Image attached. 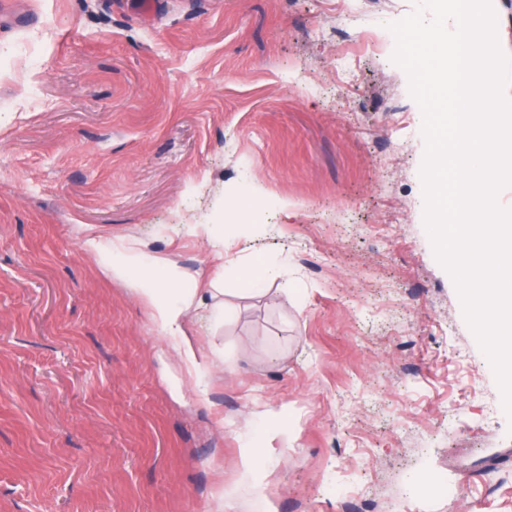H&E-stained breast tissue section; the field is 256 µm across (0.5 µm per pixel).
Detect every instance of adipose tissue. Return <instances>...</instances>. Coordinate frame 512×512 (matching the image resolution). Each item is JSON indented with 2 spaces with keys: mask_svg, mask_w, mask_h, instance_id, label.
I'll list each match as a JSON object with an SVG mask.
<instances>
[{
  "mask_svg": "<svg viewBox=\"0 0 512 512\" xmlns=\"http://www.w3.org/2000/svg\"><path fill=\"white\" fill-rule=\"evenodd\" d=\"M81 247L97 259L108 276L129 284L147 306L154 326L169 338L173 353L190 379L196 386H203L204 373L213 364L200 359L186 325L190 314L203 306L209 308L213 325L233 318V309L224 304L223 279L218 277L209 287H198L195 278L175 264H147L134 243L115 241L94 231L83 238Z\"/></svg>",
  "mask_w": 512,
  "mask_h": 512,
  "instance_id": "obj_1",
  "label": "adipose tissue"
}]
</instances>
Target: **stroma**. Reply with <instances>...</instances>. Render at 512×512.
I'll list each match as a JSON object with an SVG mask.
<instances>
[{
    "label": "stroma",
    "instance_id": "35a3bbf8",
    "mask_svg": "<svg viewBox=\"0 0 512 512\" xmlns=\"http://www.w3.org/2000/svg\"><path fill=\"white\" fill-rule=\"evenodd\" d=\"M10 2L0 512H512V416L425 226L423 115L388 35L418 0ZM251 189L212 257L192 225ZM91 227L223 277L234 318L188 320L224 359L204 390L82 250ZM279 252L290 282L253 292L240 268ZM283 411L244 473V435Z\"/></svg>",
    "mask_w": 512,
    "mask_h": 512
}]
</instances>
